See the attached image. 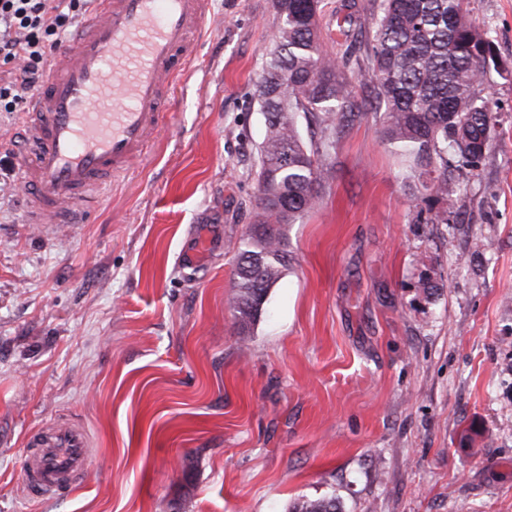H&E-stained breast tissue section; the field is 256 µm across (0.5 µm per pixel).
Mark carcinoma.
Instances as JSON below:
<instances>
[{
    "mask_svg": "<svg viewBox=\"0 0 512 512\" xmlns=\"http://www.w3.org/2000/svg\"><path fill=\"white\" fill-rule=\"evenodd\" d=\"M280 17L274 51L259 89L264 136L258 151V212L240 242L230 304L245 334L266 311L271 288L288 265L285 224L319 204L329 144L305 143L297 113L323 129L361 116L358 80L384 106L386 143L413 160L426 206L443 193L450 168H479L491 133L481 96L492 41L468 18L465 0H381L367 72L320 51L319 0H275ZM294 512H341L334 498L304 501Z\"/></svg>",
    "mask_w": 512,
    "mask_h": 512,
    "instance_id": "cac0c4a2",
    "label": "carcinoma"
}]
</instances>
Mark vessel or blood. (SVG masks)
Wrapping results in <instances>:
<instances>
[{
    "instance_id": "b4317fda",
    "label": "vessel or blood",
    "mask_w": 512,
    "mask_h": 512,
    "mask_svg": "<svg viewBox=\"0 0 512 512\" xmlns=\"http://www.w3.org/2000/svg\"><path fill=\"white\" fill-rule=\"evenodd\" d=\"M207 0H94L84 28L57 50L23 124L17 169L33 224H68L126 173L166 122L163 98L209 23ZM24 493L52 496L86 471L83 428L39 438Z\"/></svg>"
}]
</instances>
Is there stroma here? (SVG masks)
Masks as SVG:
<instances>
[{
    "instance_id": "1",
    "label": "stroma",
    "mask_w": 512,
    "mask_h": 512,
    "mask_svg": "<svg viewBox=\"0 0 512 512\" xmlns=\"http://www.w3.org/2000/svg\"><path fill=\"white\" fill-rule=\"evenodd\" d=\"M379 5L320 0L322 50L371 67ZM467 8L496 57L492 134L433 202L443 223L419 220L413 163L355 89L247 335L230 300L275 0H210L148 154L75 223H27L23 151L0 152V512H512V0ZM62 424L85 428L84 479L25 498L29 441Z\"/></svg>"
}]
</instances>
